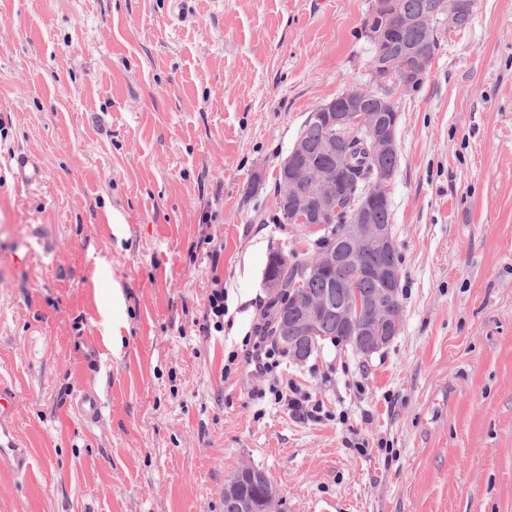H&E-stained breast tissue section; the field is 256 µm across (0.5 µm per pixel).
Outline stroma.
I'll return each instance as SVG.
<instances>
[{
  "label": "stroma",
  "mask_w": 512,
  "mask_h": 512,
  "mask_svg": "<svg viewBox=\"0 0 512 512\" xmlns=\"http://www.w3.org/2000/svg\"><path fill=\"white\" fill-rule=\"evenodd\" d=\"M373 2L0 0V386L30 464L0 512H224L244 464L288 512H512V0H477L399 99L398 335L280 355L312 418L227 363L269 254L317 237L280 222L276 176L369 85ZM14 176L17 183L29 185L40 177L38 162L26 154H14ZM216 288L211 289V293L208 296V308L205 316V324H203L202 331L208 333L211 330V323L217 332L223 331L224 329V316L228 312V307H225V292L224 284H216ZM221 329V330H219Z\"/></svg>",
  "instance_id": "1"
}]
</instances>
